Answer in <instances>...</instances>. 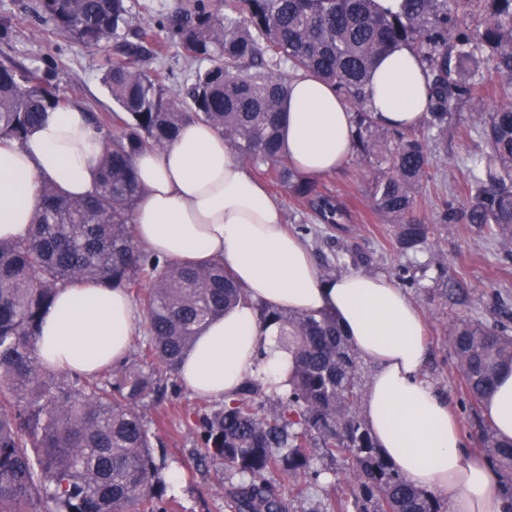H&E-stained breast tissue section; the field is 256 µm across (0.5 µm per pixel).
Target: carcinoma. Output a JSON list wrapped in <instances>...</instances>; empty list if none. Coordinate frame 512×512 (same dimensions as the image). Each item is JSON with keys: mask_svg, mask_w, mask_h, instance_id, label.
<instances>
[{"mask_svg": "<svg viewBox=\"0 0 512 512\" xmlns=\"http://www.w3.org/2000/svg\"><path fill=\"white\" fill-rule=\"evenodd\" d=\"M54 29L87 46L113 45L103 81L116 110L87 113L102 146L95 191L67 196L42 187L43 206L27 233L0 239V512H164L163 462L147 426L149 397L176 388L182 355L207 320L248 301L224 265L194 268L161 260L133 240L131 216L139 189L134 156L162 150L188 119L224 133L240 159L272 183L307 201L333 224L338 208L297 175L281 152L287 77L267 62L312 73L336 90L353 112L354 148L386 159L370 185L373 210L396 227L402 251L425 244L429 226L410 214L415 192L431 178L432 148L424 132L447 137L454 109L481 99L486 74L512 85V0H404L398 14L375 0H180L165 36L151 27L130 31L127 0H39ZM475 11L476 26L467 23ZM159 53L175 45L198 67L173 95L166 76L134 68L147 44ZM406 44L424 64L428 108L415 127L374 121L367 84L378 56ZM10 59L0 61V141H23L53 111L66 109L47 77ZM484 144L468 169V191L445 221L482 225L494 241L512 245V100L475 109ZM86 280L134 293L144 312L140 360L97 376L50 371L36 352L39 324L57 289ZM279 327L293 355L285 395L243 382L220 408L194 412L198 465L219 463L243 480L230 485L232 512H288L280 486L311 470L308 446L351 460L356 512H444L386 460L358 415V361L336 320L258 308ZM449 346L470 403L494 388L512 363V319L492 324L463 318ZM481 447L512 499V443L484 426ZM279 475L280 483L266 475Z\"/></svg>", "mask_w": 512, "mask_h": 512, "instance_id": "1", "label": "carcinoma"}]
</instances>
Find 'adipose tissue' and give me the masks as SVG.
<instances>
[{
  "mask_svg": "<svg viewBox=\"0 0 512 512\" xmlns=\"http://www.w3.org/2000/svg\"><path fill=\"white\" fill-rule=\"evenodd\" d=\"M373 118L420 124L427 108L422 65L405 45L379 57L368 87ZM352 114L329 85L306 73L290 79L282 122L289 166L317 177L353 151ZM99 145L82 109L52 113L23 142L0 145V239L26 234L41 186L84 198L95 189ZM140 188L132 224L146 249L178 263H224L249 301L203 326L178 379L197 396L228 400L249 378L282 383L292 356L255 304L335 319L348 344L375 366L362 411L382 455L415 487L438 494L448 512H505L486 456L472 451L447 402L426 383L424 321L384 276L321 277L301 240L284 228L280 204L250 174L212 125L186 121L164 150L134 158ZM137 313L122 288L93 282L59 289L44 316L37 351L51 370L82 375L123 362ZM499 441L512 442V365L482 400Z\"/></svg>",
  "mask_w": 512,
  "mask_h": 512,
  "instance_id": "obj_1",
  "label": "adipose tissue"
}]
</instances>
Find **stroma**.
<instances>
[{
	"mask_svg": "<svg viewBox=\"0 0 512 512\" xmlns=\"http://www.w3.org/2000/svg\"><path fill=\"white\" fill-rule=\"evenodd\" d=\"M36 4L37 0H0V22L11 25L9 38L0 39V58L38 68L71 105L89 112L112 111L114 104L101 80L112 48L88 47L54 33L51 23L39 17ZM134 65L149 73L171 70L168 86L174 92L197 67L176 47L163 58L145 54ZM472 124L470 106L454 112L448 136L433 155L432 177L417 194L413 219L431 229L423 250L408 254L396 250L393 225L385 223L369 201V184L380 166L359 155H351L337 172L316 180L319 191L341 208L340 223H323L307 202L283 188H272L271 193L283 208L288 231L298 234L308 248L315 270L391 277L403 269L415 277L416 287L406 294L425 320L428 359L423 378L446 398L474 449L484 416L472 410L465 398L448 332L463 317L490 323L512 314V253L503 251L478 225L462 221L450 225L444 220L447 206L464 197L471 157L483 147ZM203 402V397L181 387L146 409L148 424L158 437L155 454L164 459L166 470L179 475L168 483L166 512H230L223 469L217 465L197 469L198 438L185 424L186 413ZM311 458L319 478L283 490L292 512H330L335 499L351 496L349 461L329 458L319 448L312 449Z\"/></svg>",
	"mask_w": 512,
	"mask_h": 512,
	"instance_id": "35a3bbf8",
	"label": "stroma"
}]
</instances>
